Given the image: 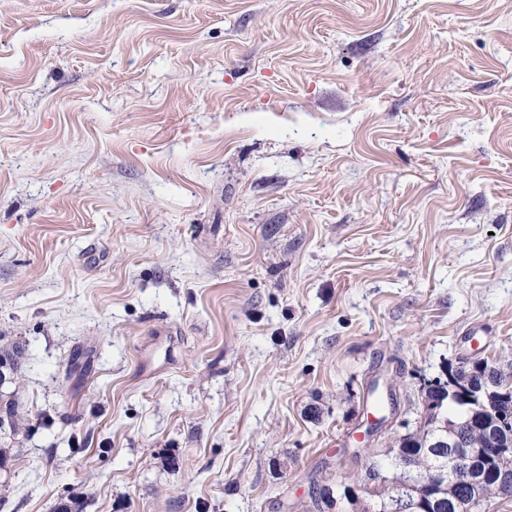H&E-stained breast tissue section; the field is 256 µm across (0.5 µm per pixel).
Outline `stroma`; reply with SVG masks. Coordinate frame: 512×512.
<instances>
[{"label":"stroma","instance_id":"stroma-1","mask_svg":"<svg viewBox=\"0 0 512 512\" xmlns=\"http://www.w3.org/2000/svg\"><path fill=\"white\" fill-rule=\"evenodd\" d=\"M0 512H299L374 382L512 359V0H0Z\"/></svg>","mask_w":512,"mask_h":512}]
</instances>
